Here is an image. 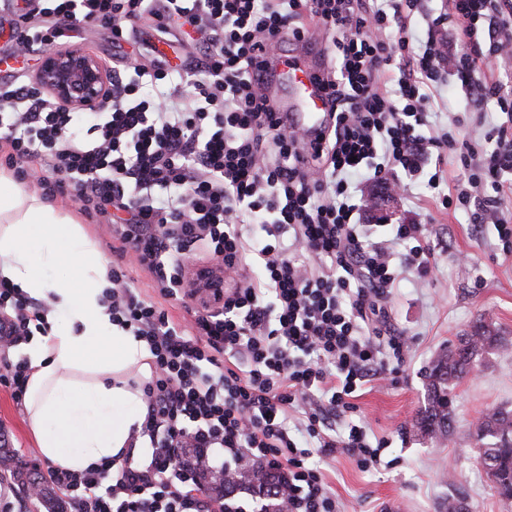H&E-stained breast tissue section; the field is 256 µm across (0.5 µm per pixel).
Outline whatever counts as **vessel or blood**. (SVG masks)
Instances as JSON below:
<instances>
[{
	"instance_id": "b4317fda",
	"label": "vessel or blood",
	"mask_w": 512,
	"mask_h": 512,
	"mask_svg": "<svg viewBox=\"0 0 512 512\" xmlns=\"http://www.w3.org/2000/svg\"><path fill=\"white\" fill-rule=\"evenodd\" d=\"M312 73L308 61L284 60L279 64L276 85L285 111L291 112L297 122L309 128L322 123L325 111L323 96L311 78Z\"/></svg>"
}]
</instances>
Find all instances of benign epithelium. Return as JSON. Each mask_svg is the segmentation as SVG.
<instances>
[{"label":"benign epithelium","instance_id":"7a95c632","mask_svg":"<svg viewBox=\"0 0 512 512\" xmlns=\"http://www.w3.org/2000/svg\"><path fill=\"white\" fill-rule=\"evenodd\" d=\"M109 70L81 49L50 51L35 81L62 107L80 112H102L111 102Z\"/></svg>","mask_w":512,"mask_h":512}]
</instances>
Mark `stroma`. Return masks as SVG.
Instances as JSON below:
<instances>
[{"mask_svg": "<svg viewBox=\"0 0 512 512\" xmlns=\"http://www.w3.org/2000/svg\"><path fill=\"white\" fill-rule=\"evenodd\" d=\"M430 213L437 278L402 281L391 305L392 320L412 343L411 365L387 385L366 387L356 400L358 414L389 442L386 465L365 471L340 454L324 467L345 512H380L388 498L400 503L401 512H441L445 500L459 497L470 512H512V500L502 499L487 477L472 436L488 411L512 410V258L503 255L492 226L473 223L470 212L434 205ZM481 320L499 328L509 347L476 360L454 389L451 435L428 438L416 422L427 404L432 361ZM0 434L29 465L46 468L24 407L1 386Z\"/></svg>", "mask_w": 512, "mask_h": 512, "instance_id": "obj_1", "label": "stroma"}]
</instances>
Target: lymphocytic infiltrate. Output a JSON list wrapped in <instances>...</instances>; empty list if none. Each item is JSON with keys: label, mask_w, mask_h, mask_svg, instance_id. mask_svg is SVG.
I'll list each match as a JSON object with an SVG mask.
<instances>
[{"label": "lymphocytic infiltrate", "mask_w": 512, "mask_h": 512, "mask_svg": "<svg viewBox=\"0 0 512 512\" xmlns=\"http://www.w3.org/2000/svg\"><path fill=\"white\" fill-rule=\"evenodd\" d=\"M53 24L32 29L13 9L11 51L41 60L66 48L60 22L111 26L138 57L112 69V106L86 139L29 73L0 79V166L49 197L73 191L82 214L112 237V319L144 341L151 377L140 435L145 460L126 456L82 473L44 476L73 512H235L206 494L188 449H222L285 480L284 512H341L312 456L338 452L380 468L386 439L356 418L367 385L412 359L390 304L405 275L432 281L424 224L385 234L360 221L365 186L411 199L429 155L457 153L469 175L443 208H473L512 254V0H448L461 52L435 37L422 0H53ZM334 31L314 68L330 112L316 138L296 128L269 88L281 32L308 42ZM179 45L178 63L164 46ZM450 70L492 121L461 141L442 96ZM223 268L224 294L194 301L189 261ZM159 298L143 297L137 273ZM187 304L175 322L166 301ZM43 302L0 283V343L29 335Z\"/></svg>", "instance_id": "f902f5d3"}]
</instances>
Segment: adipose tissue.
<instances>
[{"label":"adipose tissue","mask_w":512,"mask_h":512,"mask_svg":"<svg viewBox=\"0 0 512 512\" xmlns=\"http://www.w3.org/2000/svg\"><path fill=\"white\" fill-rule=\"evenodd\" d=\"M109 271L69 214L0 171V280L47 306L48 333L26 349V415L41 454L76 473L123 459L147 411L127 376L148 379L150 357L112 320Z\"/></svg>","instance_id":"obj_1"}]
</instances>
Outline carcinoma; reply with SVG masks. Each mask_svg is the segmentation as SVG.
<instances>
[{
    "mask_svg": "<svg viewBox=\"0 0 512 512\" xmlns=\"http://www.w3.org/2000/svg\"><path fill=\"white\" fill-rule=\"evenodd\" d=\"M504 341L491 325L481 321L458 342L439 354L428 375L427 405L417 421L427 436L445 438L453 422V390L474 367L484 352L500 349ZM473 437L481 443L480 460L501 497L512 499V411L497 409L483 415L475 426ZM26 488L37 484L41 494L38 504L45 512H65L53 486L40 472L23 462L15 449L0 444V486ZM210 488L228 499L239 490L267 501L261 512H281L280 475L254 465L235 476L224 472L210 477Z\"/></svg>",
    "mask_w": 512,
    "mask_h": 512,
    "instance_id": "cac0c4a2",
    "label": "carcinoma"
}]
</instances>
